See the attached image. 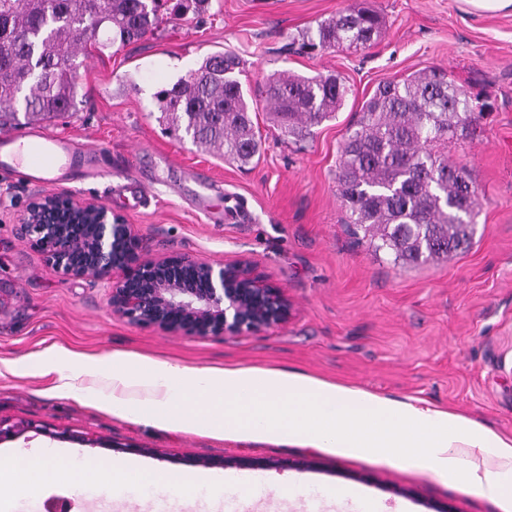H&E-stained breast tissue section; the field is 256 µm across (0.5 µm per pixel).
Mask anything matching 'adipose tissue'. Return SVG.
I'll list each match as a JSON object with an SVG mask.
<instances>
[{"instance_id":"ef3b65f1","label":"adipose tissue","mask_w":512,"mask_h":512,"mask_svg":"<svg viewBox=\"0 0 512 512\" xmlns=\"http://www.w3.org/2000/svg\"><path fill=\"white\" fill-rule=\"evenodd\" d=\"M27 366L53 378V395L94 404L119 418L220 440L364 455L430 472L512 512V437L424 400L379 396L297 370L188 367L120 351L86 355L49 348L6 369ZM99 377L110 381V392L95 386ZM63 480L85 494L107 485L145 501L163 487L188 499L219 500L230 488L248 503L261 495L260 487L247 481L205 472L165 480L134 459L117 460L102 472L65 447H51L46 460L0 456V488L12 494L34 499Z\"/></svg>"}]
</instances>
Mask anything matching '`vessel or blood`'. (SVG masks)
<instances>
[{"label": "vessel or blood", "mask_w": 512, "mask_h": 512, "mask_svg": "<svg viewBox=\"0 0 512 512\" xmlns=\"http://www.w3.org/2000/svg\"><path fill=\"white\" fill-rule=\"evenodd\" d=\"M28 136L33 143V153L27 163L25 179L30 184L111 180L112 171L102 165L97 150L39 128L30 129Z\"/></svg>", "instance_id": "vessel-or-blood-1"}]
</instances>
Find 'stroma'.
Wrapping results in <instances>:
<instances>
[{
    "mask_svg": "<svg viewBox=\"0 0 512 512\" xmlns=\"http://www.w3.org/2000/svg\"><path fill=\"white\" fill-rule=\"evenodd\" d=\"M377 11L380 38L353 52H301L294 40L349 7ZM232 52L256 99L261 154L241 167L165 132L156 94L207 55ZM440 68L487 109L464 141L448 146L478 187L471 248L416 267L394 265L345 222L337 192L339 146L363 102L383 82ZM334 75L350 88L335 118L303 141L272 122L262 92L268 75ZM73 115L45 132L99 149L119 175L147 184L144 199L104 182L66 185L132 224L141 255L184 254L203 262L249 259L281 288L288 320L238 336L174 335L113 313L106 277H68L47 267L18 233L35 188L0 170V362L53 347L88 355L115 350L190 367L287 368L402 400L422 399L512 435V14L478 13L462 0H210L206 12L162 22L151 34L77 55ZM51 377L0 375V453L40 456L66 446L98 469L133 457L170 475L234 473L273 485L256 512H309L279 499L282 484L354 486L384 512H500L477 491L429 473L314 448L217 440L123 420L52 396ZM230 512L232 501L159 497L144 505L111 491L76 495L68 483L42 498L8 497L9 512Z\"/></svg>",
    "mask_w": 512,
    "mask_h": 512,
    "instance_id": "35a3bbf8",
    "label": "stroma"
}]
</instances>
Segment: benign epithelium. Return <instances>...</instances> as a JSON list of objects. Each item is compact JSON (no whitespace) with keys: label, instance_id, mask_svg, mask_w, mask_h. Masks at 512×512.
<instances>
[{"label":"benign epithelium","instance_id":"1","mask_svg":"<svg viewBox=\"0 0 512 512\" xmlns=\"http://www.w3.org/2000/svg\"><path fill=\"white\" fill-rule=\"evenodd\" d=\"M19 231L58 273L119 272L112 310L140 327L230 337L277 326L290 314L281 289L256 277L247 260L209 263L187 255L144 260L140 239L122 215L66 192L31 198Z\"/></svg>","mask_w":512,"mask_h":512}]
</instances>
